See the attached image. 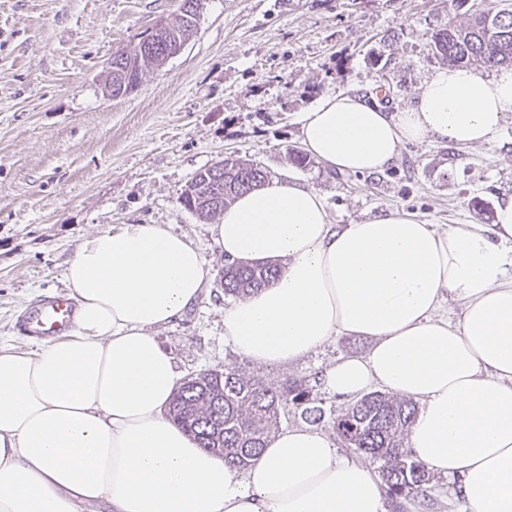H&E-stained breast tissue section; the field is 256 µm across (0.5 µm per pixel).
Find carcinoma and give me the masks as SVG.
I'll return each mask as SVG.
<instances>
[{"label":"carcinoma","instance_id":"1","mask_svg":"<svg viewBox=\"0 0 512 512\" xmlns=\"http://www.w3.org/2000/svg\"><path fill=\"white\" fill-rule=\"evenodd\" d=\"M201 0H182L179 14L161 21L145 39L112 55L110 96L133 92L150 69L163 66L174 50L192 36L200 17ZM431 49L457 66L483 64L496 67L512 63V8L497 10L486 5L475 11L466 25L448 22L432 33ZM268 179L264 167L233 156L224 157L199 171L183 196V202L202 200L199 218L208 220L240 194ZM224 186V195L208 198L214 187ZM277 268L224 260L220 284L224 295L245 297L270 284ZM293 408L314 425L328 423L344 446L378 464V473L388 498L394 504L419 495L417 506L426 510L431 499L425 493L430 474L405 446L418 413L416 403L372 391L363 394L345 412L325 421V411L308 381L286 378L265 383L235 370H203L188 374L178 387L168 414L189 432L199 447L224 456V461L245 469L269 439L278 432L281 415Z\"/></svg>","mask_w":512,"mask_h":512}]
</instances>
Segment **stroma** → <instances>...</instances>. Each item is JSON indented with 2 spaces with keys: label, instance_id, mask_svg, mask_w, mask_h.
<instances>
[{
  "label": "stroma",
  "instance_id": "obj_1",
  "mask_svg": "<svg viewBox=\"0 0 512 512\" xmlns=\"http://www.w3.org/2000/svg\"><path fill=\"white\" fill-rule=\"evenodd\" d=\"M181 0H0V342L32 349L24 311L67 294L63 270L97 231L162 224L188 236L207 266L224 257L209 222L181 195L224 154L260 163L270 177L319 191L334 224L399 210L429 224L485 223L512 193V120L490 144L403 146L383 172L340 174L315 159L298 166L300 124L323 95L354 89L395 111L415 104L446 62L428 44L473 0H202L195 34L132 93L103 87L114 53L150 35ZM388 63L377 92L371 52ZM218 279L180 318L156 330L176 373L236 370L266 382L316 384L325 410L348 399L325 384L338 358L369 339L339 336L285 366L258 365L224 342L231 306Z\"/></svg>",
  "mask_w": 512,
  "mask_h": 512
}]
</instances>
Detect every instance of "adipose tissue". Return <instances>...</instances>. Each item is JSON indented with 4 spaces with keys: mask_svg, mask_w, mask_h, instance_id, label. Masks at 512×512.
Instances as JSON below:
<instances>
[{
    "mask_svg": "<svg viewBox=\"0 0 512 512\" xmlns=\"http://www.w3.org/2000/svg\"><path fill=\"white\" fill-rule=\"evenodd\" d=\"M511 117L512 67L448 66L397 112L326 95L300 138L328 170L375 173L405 143L473 148ZM211 231L224 256L279 267L225 309V342L278 366L337 336L370 339L327 370V387L349 397L377 384L417 402V459L455 480L465 512H512V194L489 224L441 229L394 211L337 226L322 194L274 178ZM63 276L78 305L70 335L30 351L0 343V512H387L381 479L325 431L280 430L241 470L167 416L178 377L154 331L211 277L187 236L104 229Z\"/></svg>",
    "mask_w": 512,
    "mask_h": 512,
    "instance_id": "obj_1",
    "label": "adipose tissue"
}]
</instances>
